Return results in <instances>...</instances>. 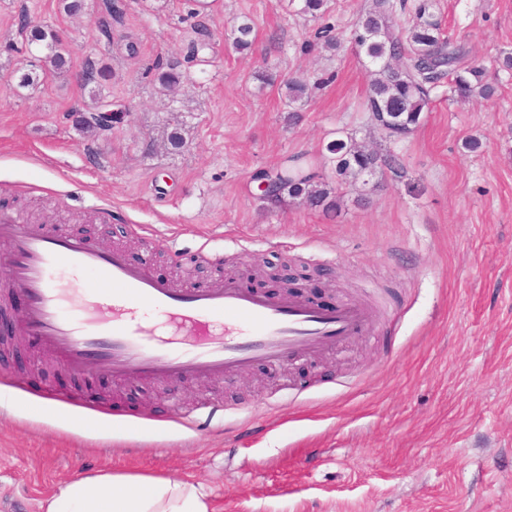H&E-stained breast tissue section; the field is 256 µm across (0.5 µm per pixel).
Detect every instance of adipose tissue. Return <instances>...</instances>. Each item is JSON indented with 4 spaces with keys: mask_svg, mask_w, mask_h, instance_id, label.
Returning a JSON list of instances; mask_svg holds the SVG:
<instances>
[{
    "mask_svg": "<svg viewBox=\"0 0 512 512\" xmlns=\"http://www.w3.org/2000/svg\"><path fill=\"white\" fill-rule=\"evenodd\" d=\"M45 512H210L186 481L105 471L73 480L49 499Z\"/></svg>",
    "mask_w": 512,
    "mask_h": 512,
    "instance_id": "adipose-tissue-1",
    "label": "adipose tissue"
}]
</instances>
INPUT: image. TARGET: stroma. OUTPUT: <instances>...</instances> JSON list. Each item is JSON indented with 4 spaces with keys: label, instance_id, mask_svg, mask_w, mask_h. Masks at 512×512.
I'll return each mask as SVG.
<instances>
[{
    "label": "stroma",
    "instance_id": "35a3bbf8",
    "mask_svg": "<svg viewBox=\"0 0 512 512\" xmlns=\"http://www.w3.org/2000/svg\"><path fill=\"white\" fill-rule=\"evenodd\" d=\"M58 0H0V210L24 209L57 236L114 213L108 248L165 280L245 281L252 260L308 287L314 303L380 300L376 325L348 343L281 367L171 385L75 374L34 344L0 346V512H43L70 480L102 469L180 477L213 512H512V0H436L444 35L483 60L494 97L453 101L439 87L408 138L386 141L358 105L371 76L351 48L314 41L322 23L349 38L370 0H129L138 58L110 55L92 22ZM51 28L69 50L62 77L18 87V64L42 47L19 15ZM252 18L238 51L230 27ZM210 32L201 60L188 42ZM110 62L106 94L129 107L111 132L79 133L71 112L90 102L79 74ZM178 61L185 92L154 80ZM301 76V109L254 71ZM327 79L315 88L316 79ZM180 129L186 145L166 136ZM394 151L404 168L368 185L338 184V139ZM301 156L339 186L328 212L260 197L257 176ZM79 392L108 407L78 422L45 411L44 392ZM224 407L208 418L211 405Z\"/></svg>",
    "mask_w": 512,
    "mask_h": 512
}]
</instances>
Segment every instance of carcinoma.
<instances>
[{
    "label": "carcinoma",
    "instance_id": "obj_1",
    "mask_svg": "<svg viewBox=\"0 0 512 512\" xmlns=\"http://www.w3.org/2000/svg\"><path fill=\"white\" fill-rule=\"evenodd\" d=\"M404 10L405 0H372L350 37L352 48L364 56L367 66L373 69L374 78L363 101V111L369 113L370 120L392 140L404 138L419 127L424 113L430 109L434 91L447 78L451 80L450 93L454 97L487 99L493 94V88L484 82V64L477 59H467L462 46H453L443 38L434 14V0H417L412 23L407 26L396 20L397 12ZM254 30L250 20L233 26L235 46L240 50L250 48ZM27 40L43 44L47 53L42 57L40 71L29 70L20 75L19 87L36 86L42 72L61 73L70 67V55L52 31L36 25L27 34ZM87 64L96 70V81L88 84L95 101L89 111L94 112L102 104L101 90L112 80V69L95 61L89 60ZM154 80L166 90L185 83L175 63L158 67ZM285 86L292 104L308 95V85L301 80L290 79ZM328 150L336 155V169L353 184H368V179L382 166L395 172L403 168L402 158L397 153L365 151L351 138L331 143ZM276 174L281 185L279 196L272 204H278L282 196L287 195L328 211L337 209V200L330 198L332 189L316 172L306 169L301 158L294 159V165Z\"/></svg>",
    "mask_w": 512,
    "mask_h": 512
}]
</instances>
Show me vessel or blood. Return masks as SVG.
<instances>
[{
  "label": "vessel or blood",
  "mask_w": 512,
  "mask_h": 512,
  "mask_svg": "<svg viewBox=\"0 0 512 512\" xmlns=\"http://www.w3.org/2000/svg\"><path fill=\"white\" fill-rule=\"evenodd\" d=\"M0 242L10 254L6 280L25 295L26 335L74 371L111 370L114 377L176 382L222 377L254 362L272 367L336 348L374 326L376 309L359 300L321 308L293 296L270 297L235 280L179 288L119 249L81 237H54L18 214H0ZM92 271L91 298L76 300L57 267ZM150 307L168 330L149 338L135 311Z\"/></svg>",
  "instance_id": "obj_1"
}]
</instances>
